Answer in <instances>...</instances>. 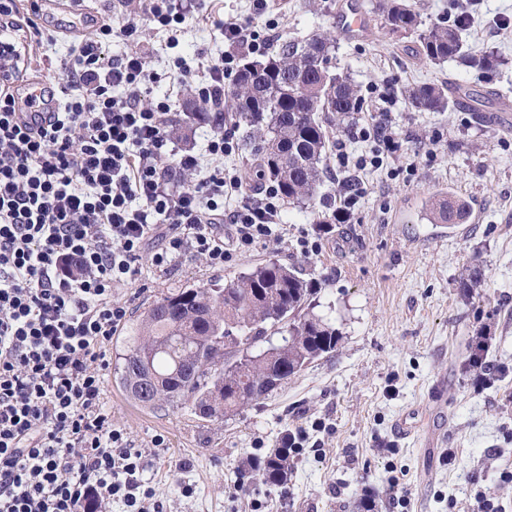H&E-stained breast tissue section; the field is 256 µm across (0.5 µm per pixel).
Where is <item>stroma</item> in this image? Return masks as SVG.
Segmentation results:
<instances>
[{
  "instance_id": "obj_1",
  "label": "stroma",
  "mask_w": 512,
  "mask_h": 512,
  "mask_svg": "<svg viewBox=\"0 0 512 512\" xmlns=\"http://www.w3.org/2000/svg\"><path fill=\"white\" fill-rule=\"evenodd\" d=\"M346 2L270 0L262 11L253 0H214L213 21L187 15L176 45L142 20L135 38H112L103 52L109 59L130 51L148 56L156 100L170 94L174 58L231 52L219 20L250 17L260 32L274 21L272 51L280 40L335 31ZM358 3L366 30L356 38L337 33L336 67L360 87L357 121L377 111L379 93L391 95L402 146L388 167L363 175L362 197L346 222L323 237L315 255L269 242L219 269L188 256L113 293L128 310L127 324L110 341L114 357L130 322L167 290L221 286L270 259L321 281L319 310L342 334L336 352L221 423L202 420L188 405L141 409L106 369L104 408L113 427L147 456L145 478L159 512H357L366 497L375 512H474L480 495L512 512V483L500 479L512 466V129L490 119L501 98L512 97V0H480L463 32L473 53L505 57L487 80L456 62L418 58L416 35L389 34L371 14V0ZM32 18L59 32L51 43L24 42L38 77L50 83L73 49V38L63 33L69 18L45 5ZM448 82L478 90L481 104L415 112L401 94L408 86ZM344 180L329 164L311 207L285 208L284 222L312 232L317 217L331 214L326 201L343 198ZM437 193L465 201L468 221L425 220L423 205ZM475 266L483 277L479 299L456 286ZM482 337L500 368L493 381L468 365ZM407 414L417 422L409 436L397 430ZM317 421L324 430H314ZM290 431L307 432L311 444L294 457L286 487L243 482L245 461L266 456Z\"/></svg>"
}]
</instances>
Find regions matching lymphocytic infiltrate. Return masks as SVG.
Here are the masks:
<instances>
[{"label":"lymphocytic infiltrate","instance_id":"obj_1","mask_svg":"<svg viewBox=\"0 0 512 512\" xmlns=\"http://www.w3.org/2000/svg\"><path fill=\"white\" fill-rule=\"evenodd\" d=\"M205 0H141L175 30ZM0 0V512H85L120 500L151 512L148 462L103 405L112 333L126 319L112 292L185 255L223 267L260 242L285 241L284 200L268 181L240 199L224 160L237 147L221 122L201 153L174 148L170 98L143 105L152 74L138 52L105 60L102 26L61 65L57 108L20 111L17 37L32 22ZM234 54L173 64L176 86L207 104L224 98ZM397 133L389 110L337 140L344 170L381 168Z\"/></svg>","mask_w":512,"mask_h":512}]
</instances>
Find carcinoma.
I'll return each mask as SVG.
<instances>
[{"mask_svg":"<svg viewBox=\"0 0 512 512\" xmlns=\"http://www.w3.org/2000/svg\"><path fill=\"white\" fill-rule=\"evenodd\" d=\"M385 22L417 34L418 52L433 63L455 61L483 78L501 65L492 53H466L458 23L424 20L407 0H375ZM336 42L316 33L284 42L276 53L244 60L224 91L222 111L244 125V145L255 157L249 178L281 186L284 201L305 208L313 202L327 168L334 130L359 111L362 99L350 74L336 70ZM456 91L423 84L405 91L411 108L449 112ZM424 215L432 224H461L466 205L434 195ZM318 285L302 269L268 261L240 273L222 287L175 288L136 320L119 354L115 374L126 396L158 410L186 404L200 417L227 415L266 400L308 364L336 351L339 329L314 312ZM281 334L269 344L268 333ZM481 341L469 357L481 375L490 370ZM288 455L276 448L252 460L242 478L270 486L288 481Z\"/></svg>","mask_w":512,"mask_h":512,"instance_id":"carcinoma-1","label":"carcinoma"}]
</instances>
